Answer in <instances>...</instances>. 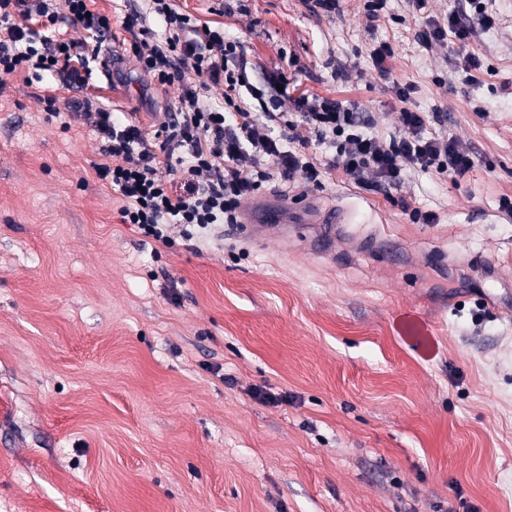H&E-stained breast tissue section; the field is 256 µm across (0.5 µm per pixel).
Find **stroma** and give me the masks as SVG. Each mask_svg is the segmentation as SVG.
I'll list each match as a JSON object with an SVG mask.
<instances>
[{
  "label": "stroma",
  "instance_id": "35a3bbf8",
  "mask_svg": "<svg viewBox=\"0 0 512 512\" xmlns=\"http://www.w3.org/2000/svg\"><path fill=\"white\" fill-rule=\"evenodd\" d=\"M340 0H175L223 29L289 98L349 101L369 129L440 113L480 159L391 194L329 170L266 185L263 233L227 224L166 247L119 214L83 115L92 97L160 130L180 85L126 56V0H91L112 33L85 90L9 77L0 89V512H512V0L468 43L422 45L424 10ZM389 46L388 76L373 50ZM479 56L480 71L461 68ZM412 88L401 103L397 86ZM437 216L412 221L407 207ZM341 210L322 239L315 212ZM284 393L279 406L256 390Z\"/></svg>",
  "mask_w": 512,
  "mask_h": 512
}]
</instances>
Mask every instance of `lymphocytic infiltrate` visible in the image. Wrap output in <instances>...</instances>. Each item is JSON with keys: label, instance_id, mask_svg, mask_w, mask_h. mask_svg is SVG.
<instances>
[{"label": "lymphocytic infiltrate", "instance_id": "obj_1", "mask_svg": "<svg viewBox=\"0 0 512 512\" xmlns=\"http://www.w3.org/2000/svg\"><path fill=\"white\" fill-rule=\"evenodd\" d=\"M17 13L33 20V27L16 25ZM63 15L88 32V39L53 36ZM156 21L164 28L163 37L152 32ZM494 22L486 0H466L460 12L428 18L418 38L427 46L451 36L465 43ZM123 24L139 69L160 86L182 83L176 110L155 141L136 122L96 101L84 99L82 107L101 142L104 161L96 165V175L119 193L123 223L167 247L221 224L240 223L243 201L275 180L299 177L317 187L329 167L356 184L388 193L409 172L433 171L453 179L476 163L475 154L454 138L429 133L428 115L410 108L401 114L403 135L386 138L370 134L365 114L348 102L302 94L294 98L293 111H281L280 88L287 78L254 83L236 42L198 25L172 0H148L147 8L128 11ZM111 32V18L90 10L87 0H0V77L32 72L81 88L89 76V38L103 41ZM190 72L195 78L189 85L185 77ZM220 82L229 94L216 107L200 90ZM255 106L265 125L255 122ZM313 143L332 149L327 166L307 157ZM265 158L271 161L266 168L261 165ZM162 163L177 174V182L158 178Z\"/></svg>", "mask_w": 512, "mask_h": 512}]
</instances>
